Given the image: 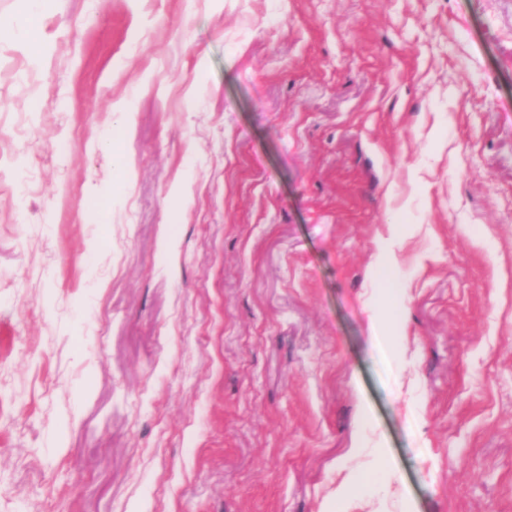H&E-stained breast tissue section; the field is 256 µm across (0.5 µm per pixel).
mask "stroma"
<instances>
[{
    "label": "stroma",
    "instance_id": "obj_1",
    "mask_svg": "<svg viewBox=\"0 0 512 512\" xmlns=\"http://www.w3.org/2000/svg\"><path fill=\"white\" fill-rule=\"evenodd\" d=\"M40 32L0 39V512H512V0Z\"/></svg>",
    "mask_w": 512,
    "mask_h": 512
}]
</instances>
